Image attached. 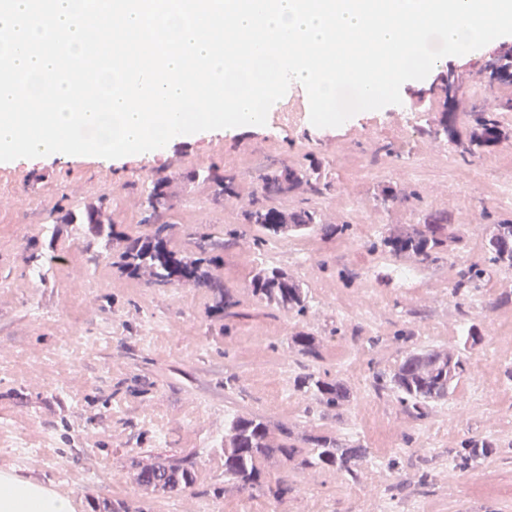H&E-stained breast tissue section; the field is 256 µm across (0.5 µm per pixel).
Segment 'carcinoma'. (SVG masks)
<instances>
[{
  "label": "carcinoma",
  "mask_w": 512,
  "mask_h": 512,
  "mask_svg": "<svg viewBox=\"0 0 512 512\" xmlns=\"http://www.w3.org/2000/svg\"><path fill=\"white\" fill-rule=\"evenodd\" d=\"M480 87L485 93L501 85H512V47L498 49L477 71ZM473 79L471 72L448 71L442 76L443 110L437 123L427 126L421 135L437 139L443 137L452 145L461 159L481 155L504 140L512 139V125L503 116L512 112V98L499 99L492 108L474 107L465 123L458 121V93ZM321 163L310 161L309 166H288L266 171L261 176L262 198L253 197L244 204L243 220L255 226L256 245L274 242L287 234L318 233L323 237L343 235L351 229L349 224H324L320 214L308 207L284 210L268 200L301 192L322 195L328 183L321 180ZM190 180L200 179L212 185L218 197L238 196L236 175L210 166L187 175ZM170 178L158 177L151 181L147 192L145 212L140 223L149 230L129 235L106 222L102 205L88 204L78 210L68 209L59 217L61 224H73L89 240L106 248V256H115L113 265L133 280L149 286L204 288L209 294L210 316L217 320L239 316L238 301L231 289L215 275L224 264V248L234 244L233 233L190 234L185 246L171 245L175 225L162 222L172 207L168 191ZM453 217L446 210L427 212L420 224H408L397 233L381 235L370 243V250L389 254L397 259L412 256L421 265L440 258L453 239ZM486 246L494 265L512 268V222L488 225ZM484 271L469 267L458 272L453 294H468L482 287ZM249 289L266 306L280 311L305 316L310 310L308 292L303 285L281 269L258 266L252 271ZM291 348L302 356L318 354L316 337L309 331L291 336ZM465 371V360L444 349H420L407 353L396 369L386 375L373 376L376 391H389L396 395L409 415L416 419L427 417L432 404L444 401L453 392ZM297 389L308 394L314 403L325 409H336L350 401L351 392L339 378L329 375L305 373L297 380ZM281 439L272 436L270 421L257 415H234L224 427V486L213 489L218 497L225 487L240 491H258L275 501L288 493L287 480L267 481L262 476V464L277 459L283 463L300 456L301 464L308 468H335L345 472L351 480L358 479L360 465L366 458V449L359 444L347 443L336 436L306 435L301 448L291 440V432L279 428ZM495 443L487 438L471 437L464 441L462 464L489 455ZM133 482L145 489L169 495H178L195 481L193 462L184 459H159L137 469Z\"/></svg>",
  "instance_id": "1"
}]
</instances>
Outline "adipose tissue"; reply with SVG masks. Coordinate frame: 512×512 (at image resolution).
Here are the masks:
<instances>
[{
	"mask_svg": "<svg viewBox=\"0 0 512 512\" xmlns=\"http://www.w3.org/2000/svg\"><path fill=\"white\" fill-rule=\"evenodd\" d=\"M0 512H73L71 500L35 479L0 472Z\"/></svg>",
	"mask_w": 512,
	"mask_h": 512,
	"instance_id": "adipose-tissue-1",
	"label": "adipose tissue"
}]
</instances>
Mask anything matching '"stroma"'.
Masks as SVG:
<instances>
[{"mask_svg": "<svg viewBox=\"0 0 512 512\" xmlns=\"http://www.w3.org/2000/svg\"><path fill=\"white\" fill-rule=\"evenodd\" d=\"M403 110L413 117L399 129L389 108L358 113L335 128L305 121L282 122L283 112H308L305 91L290 86L276 111L258 129L235 138L214 133L172 145L161 156L128 157L108 163L92 156L47 158L39 163L0 166V471L41 481L68 496L74 512H91L92 500L107 499L146 512H365L363 488L373 485L386 512H512V351L498 348L493 324L512 316V268L489 263L487 221L512 220V204L495 200L491 184L511 180L512 169L498 159L512 154V140L470 161L455 157L447 144L419 134L439 109L442 95L434 76L401 88ZM391 144L392 155L375 158L376 144ZM377 164L376 181L352 179L344 159ZM322 163L330 191L310 200L323 221L349 222L355 250L340 252L335 239L290 235L276 246L255 247L256 231L244 224L242 205L256 194L269 168ZM218 165L233 172L238 196L215 201L209 184L190 172ZM170 176L174 244L186 233L238 230V242L224 252L218 273L240 302L245 316L221 325L207 315L203 288H157L119 276L96 245L64 231L49 241L47 231L60 209L89 203L103 206L117 229L139 232L151 180ZM404 190L407 201L382 204L380 186ZM358 211L337 209L344 195ZM456 197L474 224H460L458 241L435 264L416 268L418 280L402 283L399 270L413 258L381 257L368 266L371 242L357 223L367 215L377 232L417 223L429 208L444 209ZM34 253L48 263L35 274ZM286 269L308 290L307 316L265 308L248 280L255 264ZM485 269L487 286L455 297L458 270ZM374 298L381 312L365 319L358 304ZM353 302L344 310L337 299ZM481 339L471 343L470 326ZM312 331L318 358L298 355L291 336ZM70 344L74 362L58 359ZM441 348L466 361L457 387L424 419L409 416L391 393L376 394L374 372L392 371L414 349ZM263 359L255 373L254 356ZM339 377L353 396L340 409L323 413L294 380L307 372ZM375 403L391 425V448L358 428L363 401ZM253 413L287 426L294 439L333 435L368 451L358 480L339 472L303 468L298 461L269 463V478L287 473L294 490L278 502L234 489L213 497L224 483V427L233 413ZM167 432L158 443L154 424ZM32 452L13 451V437ZM486 437L491 455L456 467L453 456L465 439ZM190 458L196 481L180 495L149 494L131 476L157 459ZM505 487L502 496H475L478 482Z\"/></svg>", "mask_w": 512, "mask_h": 512, "instance_id": "35a3bbf8", "label": "stroma"}]
</instances>
